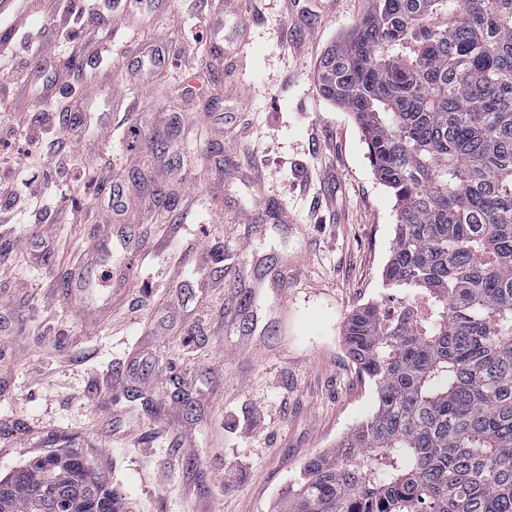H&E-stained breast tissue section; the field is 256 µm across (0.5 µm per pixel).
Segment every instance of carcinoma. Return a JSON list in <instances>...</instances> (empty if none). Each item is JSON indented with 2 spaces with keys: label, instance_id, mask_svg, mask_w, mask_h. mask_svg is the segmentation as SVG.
<instances>
[{
  "label": "carcinoma",
  "instance_id": "cac0c4a2",
  "mask_svg": "<svg viewBox=\"0 0 512 512\" xmlns=\"http://www.w3.org/2000/svg\"><path fill=\"white\" fill-rule=\"evenodd\" d=\"M453 15L444 27L431 17ZM396 201L383 283L344 340L377 407L281 512H512V0H368L317 67ZM0 479V512H125L82 452Z\"/></svg>",
  "mask_w": 512,
  "mask_h": 512
}]
</instances>
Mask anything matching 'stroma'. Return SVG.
<instances>
[{
  "label": "stroma",
  "instance_id": "obj_1",
  "mask_svg": "<svg viewBox=\"0 0 512 512\" xmlns=\"http://www.w3.org/2000/svg\"><path fill=\"white\" fill-rule=\"evenodd\" d=\"M102 20L59 39L55 0H22L18 19L58 45L84 97L71 114L18 111L54 130L45 155L91 121V170H38L39 209L0 193V478L75 448L128 512H271L309 458L334 448L377 406L343 341L348 314L396 307L381 272L396 224L349 112L316 80L326 48L366 0H237L224 38L243 53L215 60L216 0H154V26L106 0ZM112 47V84H89L92 37ZM164 47L156 85L121 77L146 39ZM184 162L152 220L137 196L112 214V273L93 268L90 307L68 295L92 216L110 182L149 178L154 157ZM135 273L126 276L127 263Z\"/></svg>",
  "mask_w": 512,
  "mask_h": 512
}]
</instances>
